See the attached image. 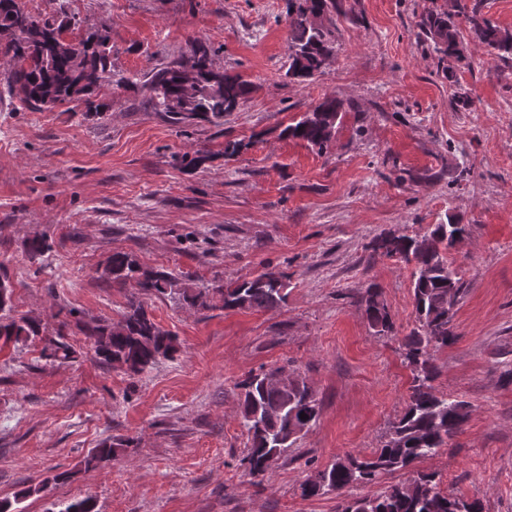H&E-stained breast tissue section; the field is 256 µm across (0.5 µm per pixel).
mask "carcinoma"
<instances>
[{
	"label": "carcinoma",
	"instance_id": "obj_1",
	"mask_svg": "<svg viewBox=\"0 0 512 512\" xmlns=\"http://www.w3.org/2000/svg\"><path fill=\"white\" fill-rule=\"evenodd\" d=\"M343 14L338 0H287L288 69L292 79L307 81L320 72L334 55L335 16ZM30 27L14 34L21 16ZM80 20L65 13L34 16L22 0H0V59L13 62L0 100L16 99L34 111L92 95L104 83L119 87L133 81L112 72V40L99 29L80 39L65 32ZM503 59H512V31L502 29L481 14L479 2L462 4L457 14L430 11L422 20L425 36L437 53L458 56L462 48L460 28ZM150 91L154 111L177 127L197 120L218 124L224 113L250 92L241 75L213 66L210 48L194 40L189 48L168 62L154 65L141 75ZM340 106L327 96L310 112L300 115L282 130V135L305 142L325 153L334 137ZM466 231L463 224H433L422 236L382 234L375 240V254L397 257L413 265V297L416 327L406 337L403 355L412 372V385L403 414L394 421L385 441L369 454H346L323 470L310 475L303 485L308 496L334 494L337 512H482L479 501H469L443 492L433 474L419 473L402 483L383 487L373 497L349 498L347 488L377 483L393 471L410 468L415 462L437 454L460 433L470 416L469 405L436 392L434 353L453 339L454 306L462 294V282L448 261V252ZM101 278L121 288L135 283L127 296L122 317L115 323L84 324L82 330L95 355L105 363L117 362L130 374H140L160 359L180 353L178 338L158 326L148 312L144 297L178 298L189 306L212 308L218 294L226 310L273 309L285 303L287 277L267 271L222 287H193L172 272L142 266L127 254L112 255ZM12 290H0V340L27 342L40 335V324L27 316L15 317ZM375 333L392 331L389 312L379 293L369 288L358 301ZM43 354L53 360L73 358L72 346L62 334L43 338ZM285 370L271 367L249 374L240 384L242 426L248 448L241 459L248 475H266L271 465L288 458L300 434L316 423L320 406L312 387L295 377L286 385L272 384L267 377ZM308 415L303 420L300 414ZM120 448H95L85 466L113 460Z\"/></svg>",
	"mask_w": 512,
	"mask_h": 512
}]
</instances>
